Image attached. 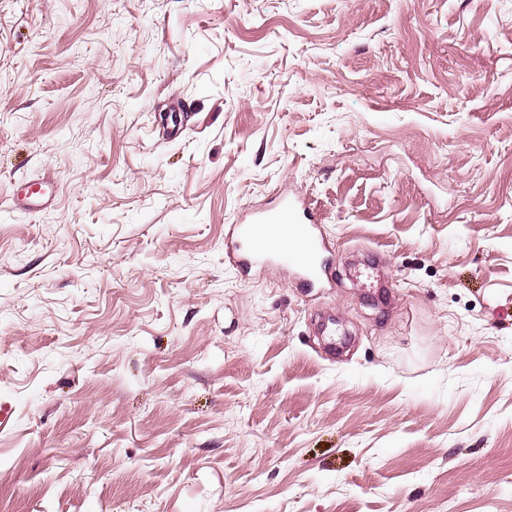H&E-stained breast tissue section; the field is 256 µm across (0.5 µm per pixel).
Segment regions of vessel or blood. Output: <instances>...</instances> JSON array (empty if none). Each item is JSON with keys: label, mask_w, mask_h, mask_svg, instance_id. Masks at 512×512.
Wrapping results in <instances>:
<instances>
[{"label": "vessel or blood", "mask_w": 512, "mask_h": 512, "mask_svg": "<svg viewBox=\"0 0 512 512\" xmlns=\"http://www.w3.org/2000/svg\"><path fill=\"white\" fill-rule=\"evenodd\" d=\"M273 224L299 227L300 234L285 245L258 244L256 231ZM231 239L234 262L243 272L273 263L283 255L288 257L297 279L304 286L320 289L327 285L323 271L329 263V256L323 235L308 203L300 197L285 195L275 207L250 213L246 223L233 228Z\"/></svg>", "instance_id": "obj_1"}]
</instances>
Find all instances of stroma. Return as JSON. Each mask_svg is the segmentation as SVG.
I'll use <instances>...</instances> for the list:
<instances>
[{
    "label": "stroma",
    "mask_w": 512,
    "mask_h": 512,
    "mask_svg": "<svg viewBox=\"0 0 512 512\" xmlns=\"http://www.w3.org/2000/svg\"><path fill=\"white\" fill-rule=\"evenodd\" d=\"M0 512H512V0H0ZM246 222L234 227L231 233L233 259L241 271L250 273L259 266L273 263L279 255H285L300 283L312 289L329 288V282L323 278V269L325 271L330 261L329 255L320 226L304 199L284 195L275 207L250 213ZM272 224L287 229L296 226L300 234L291 238L288 245H280L277 241L285 234L281 233L279 227L270 226ZM261 227L267 228L260 242L276 243L262 246L256 242L255 232Z\"/></svg>",
    "instance_id": "obj_1"
}]
</instances>
